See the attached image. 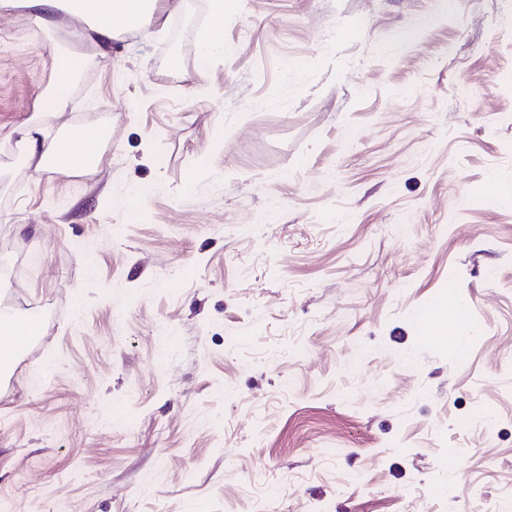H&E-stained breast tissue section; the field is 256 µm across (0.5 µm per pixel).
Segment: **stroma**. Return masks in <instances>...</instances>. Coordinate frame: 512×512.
Segmentation results:
<instances>
[{"mask_svg":"<svg viewBox=\"0 0 512 512\" xmlns=\"http://www.w3.org/2000/svg\"><path fill=\"white\" fill-rule=\"evenodd\" d=\"M208 25L101 58L0 12V310L41 328L0 512H512V0H236L203 61ZM32 119L108 131L98 169L16 161ZM77 72L76 64L66 65L48 95L43 99L40 110L43 112H59L66 108L70 100L73 76ZM431 312L423 318L428 323V317L430 318V336L439 343H448V336H454L456 341L455 350H459L465 347L467 340L464 338V334L457 332V325L461 322L457 315L458 304L447 296L440 299L433 304L430 308ZM448 324L454 326L456 330L448 331Z\"/></svg>","mask_w":512,"mask_h":512,"instance_id":"35a3bbf8","label":"stroma"}]
</instances>
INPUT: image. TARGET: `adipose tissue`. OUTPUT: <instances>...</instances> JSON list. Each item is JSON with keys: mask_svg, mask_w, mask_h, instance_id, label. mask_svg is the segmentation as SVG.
Returning a JSON list of instances; mask_svg holds the SVG:
<instances>
[{"mask_svg": "<svg viewBox=\"0 0 512 512\" xmlns=\"http://www.w3.org/2000/svg\"><path fill=\"white\" fill-rule=\"evenodd\" d=\"M181 6L182 0H0V10H25L45 29L61 14L78 20L85 37L102 57L123 34L143 21L166 25ZM106 140V132L96 126L71 127L51 142L40 140L37 123H26L20 130L25 164L35 172L50 167L63 174L96 170Z\"/></svg>", "mask_w": 512, "mask_h": 512, "instance_id": "ef3b65f1", "label": "adipose tissue"}]
</instances>
